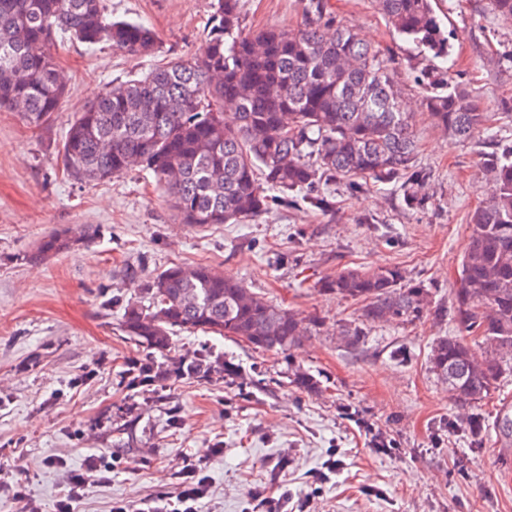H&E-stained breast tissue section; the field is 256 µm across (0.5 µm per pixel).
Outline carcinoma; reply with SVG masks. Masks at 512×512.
<instances>
[{
    "instance_id": "carcinoma-1",
    "label": "carcinoma",
    "mask_w": 512,
    "mask_h": 512,
    "mask_svg": "<svg viewBox=\"0 0 512 512\" xmlns=\"http://www.w3.org/2000/svg\"><path fill=\"white\" fill-rule=\"evenodd\" d=\"M242 0H217L201 48L109 88L78 113L62 143L65 171L94 182L135 165L152 171L185 224H238L301 193L331 207L322 183L351 177L403 180L404 201L427 205L429 174L416 164L413 113L398 76L375 47L309 0L294 31H247ZM396 33L440 61L417 82L425 111L449 135L468 139L491 115L452 83L448 31L431 0H376ZM64 34L107 42L131 56L155 53L152 28L106 17L102 0H0V109L42 126L59 111L66 83L49 46ZM488 181L470 217L453 293L456 335L432 350L433 370L463 406L477 407L512 368V143L482 153ZM76 240L40 242L44 258ZM320 288L362 303L371 323L412 322L429 311V291L397 266L341 270ZM142 299L123 307L121 326L160 353L176 331L230 336L283 353L303 320L204 265H173L151 277ZM472 338L469 344L466 338Z\"/></svg>"
}]
</instances>
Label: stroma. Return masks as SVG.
<instances>
[{"label":"stroma","instance_id":"35a3bbf8","mask_svg":"<svg viewBox=\"0 0 512 512\" xmlns=\"http://www.w3.org/2000/svg\"><path fill=\"white\" fill-rule=\"evenodd\" d=\"M308 3L242 0V24L294 29ZM103 5L110 19L150 26L155 54L55 41L68 82L61 110L39 128L0 111V512H14L15 486L37 512H54L67 474L91 454L113 470L108 481L86 485L83 512L175 495L189 462L210 483L198 512H253V494L284 489L301 512H512V447L496 430L501 403L512 399V372L475 411L484 424L475 441L465 428L472 411L449 396L429 362L433 345L454 333L449 307L468 217L487 189L481 154L491 140L512 141V110L500 106L512 101V24L489 0H433L454 45L452 79L494 115L463 141L423 114L416 76L426 59L373 0H326L331 16L398 71L415 114L418 165L430 175L426 208L406 209L397 181L338 184L327 212L299 202L250 223L191 226L174 216L152 172L135 166L80 183L67 176L61 147L77 113L106 88L193 54L214 0ZM51 233L76 243L34 259ZM175 264L238 278L299 313L304 336L279 354L202 332L174 334L163 354L147 350L122 331V307L145 279ZM382 265L423 283L431 313L370 323L359 303L319 286L338 271ZM207 352L220 359L208 373H171L180 357ZM148 360L165 375L134 384L135 368ZM226 362L234 374L224 372ZM299 372L319 391L297 388Z\"/></svg>","mask_w":512,"mask_h":512}]
</instances>
